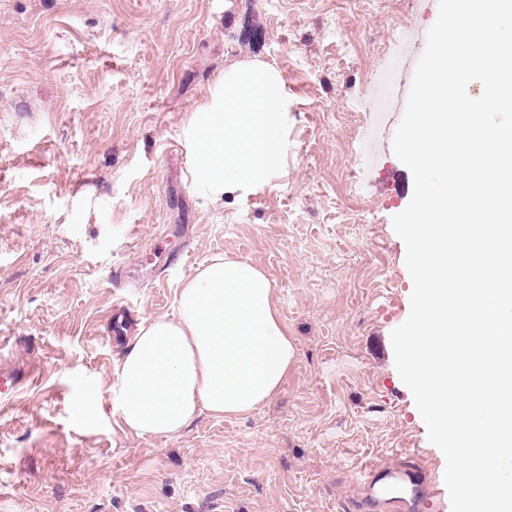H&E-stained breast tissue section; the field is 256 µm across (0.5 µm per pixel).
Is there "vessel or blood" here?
<instances>
[{"label": "vessel or blood", "mask_w": 512, "mask_h": 512, "mask_svg": "<svg viewBox=\"0 0 512 512\" xmlns=\"http://www.w3.org/2000/svg\"><path fill=\"white\" fill-rule=\"evenodd\" d=\"M360 494L344 512H446L431 465L415 455L355 472Z\"/></svg>", "instance_id": "vessel-or-blood-1"}]
</instances>
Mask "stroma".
<instances>
[{
    "label": "stroma",
    "instance_id": "stroma-1",
    "mask_svg": "<svg viewBox=\"0 0 512 512\" xmlns=\"http://www.w3.org/2000/svg\"><path fill=\"white\" fill-rule=\"evenodd\" d=\"M420 0H0V512H342L353 471L442 452L394 362L413 288L391 218L411 173L364 183L358 94ZM293 96L284 173L242 199L191 186L182 129L225 65ZM217 254L261 268L296 347L253 411L139 437L106 404L141 319Z\"/></svg>",
    "mask_w": 512,
    "mask_h": 512
}]
</instances>
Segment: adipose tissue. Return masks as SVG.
Here are the masks:
<instances>
[{"label": "adipose tissue", "mask_w": 512, "mask_h": 512, "mask_svg": "<svg viewBox=\"0 0 512 512\" xmlns=\"http://www.w3.org/2000/svg\"><path fill=\"white\" fill-rule=\"evenodd\" d=\"M271 280L224 256L187 280L173 317L139 322L116 363L110 407L137 436H172L200 411L242 414L269 400L296 349L272 303Z\"/></svg>", "instance_id": "adipose-tissue-1"}]
</instances>
